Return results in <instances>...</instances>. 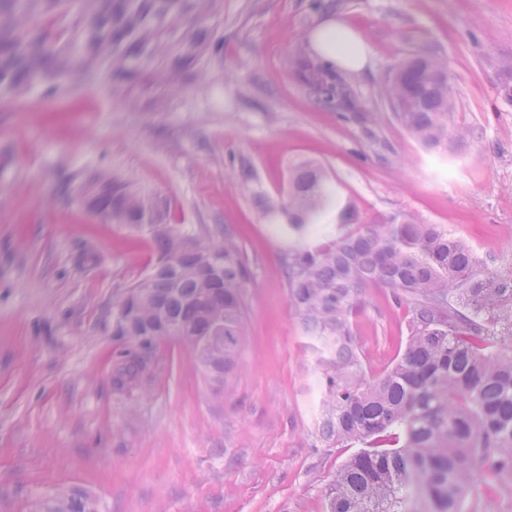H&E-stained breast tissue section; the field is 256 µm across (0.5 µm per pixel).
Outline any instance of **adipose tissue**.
Segmentation results:
<instances>
[{"mask_svg":"<svg viewBox=\"0 0 512 512\" xmlns=\"http://www.w3.org/2000/svg\"><path fill=\"white\" fill-rule=\"evenodd\" d=\"M309 41L312 55L329 68L357 73L369 64L366 41L346 18L326 17L311 33Z\"/></svg>","mask_w":512,"mask_h":512,"instance_id":"ef3b65f1","label":"adipose tissue"}]
</instances>
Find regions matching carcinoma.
<instances>
[{
    "instance_id": "cac0c4a2",
    "label": "carcinoma",
    "mask_w": 512,
    "mask_h": 512,
    "mask_svg": "<svg viewBox=\"0 0 512 512\" xmlns=\"http://www.w3.org/2000/svg\"><path fill=\"white\" fill-rule=\"evenodd\" d=\"M218 0H0V98L39 87L46 95L67 90L75 75L87 86L107 77L109 89L128 94L135 63L154 60L155 82L174 87L187 63L208 47L192 18L216 11ZM423 61L434 78L422 83L417 104L395 116L423 147L446 151L470 131L455 121L458 89L448 60L414 53L398 65ZM328 100L345 89L313 65L306 77ZM405 83L384 80L387 103L406 95ZM92 210L156 244L150 277L124 289L112 303V335L125 348L113 384L135 386L154 352L146 328L167 319L186 329L181 343L216 394L233 392L247 337L244 288L249 268L229 231L214 238L172 224H144L151 198L106 176L71 187ZM282 220L279 228L302 232L336 211L333 241L321 248L297 246L286 258L290 297L312 343L317 366L316 439L330 447L362 445L336 471L326 492V512H462V504L486 465L512 478V262L489 267L461 239L414 214L361 221L341 202L314 163L298 165L285 199L261 201ZM381 287L408 307L405 348L381 375H368L351 317L367 289ZM29 512H99L79 491L53 503L36 497Z\"/></svg>"
}]
</instances>
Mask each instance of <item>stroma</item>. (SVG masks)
Here are the masks:
<instances>
[{"label":"stroma","instance_id":"35a3bbf8","mask_svg":"<svg viewBox=\"0 0 512 512\" xmlns=\"http://www.w3.org/2000/svg\"><path fill=\"white\" fill-rule=\"evenodd\" d=\"M363 34L370 65L342 72L357 111L317 99L292 65L327 14ZM196 28L212 39L176 92L141 65L129 96L73 83L0 99V512L83 487L100 512H326L325 489L352 455L320 448L313 359L285 258L297 238L258 201L283 199L304 160L319 164L361 218L406 212L463 238L487 260L512 255V0H220ZM438 51L471 135L437 154L377 91L413 53ZM108 174L156 203V220L232 231L250 271L248 339L228 399H215L175 342L118 391L112 300L144 278L147 233L59 199L63 176ZM352 321L361 356L383 372L406 344L408 310L368 289ZM464 512H512V482L480 474Z\"/></svg>","mask_w":512,"mask_h":512}]
</instances>
